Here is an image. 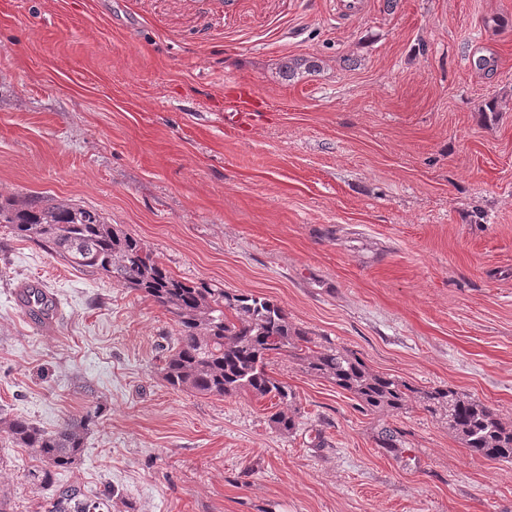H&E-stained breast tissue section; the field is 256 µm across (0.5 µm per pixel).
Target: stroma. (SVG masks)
<instances>
[{
	"instance_id": "35a3bbf8",
	"label": "stroma",
	"mask_w": 512,
	"mask_h": 512,
	"mask_svg": "<svg viewBox=\"0 0 512 512\" xmlns=\"http://www.w3.org/2000/svg\"><path fill=\"white\" fill-rule=\"evenodd\" d=\"M359 2L0 0V198L98 210L177 277L512 422V0ZM294 59L313 67L287 77ZM236 82L269 106L243 137ZM32 282L57 318L24 312ZM176 336L143 293L0 225V418L100 412L55 485L112 487V512H512V463L420 400L365 412L278 356L281 432L269 400L170 387ZM41 468L0 433L8 512H46ZM403 432L397 428H382L376 438V443L386 454L399 457L403 452Z\"/></svg>"
}]
</instances>
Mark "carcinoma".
I'll return each mask as SVG.
<instances>
[{"label": "carcinoma", "mask_w": 512, "mask_h": 512, "mask_svg": "<svg viewBox=\"0 0 512 512\" xmlns=\"http://www.w3.org/2000/svg\"><path fill=\"white\" fill-rule=\"evenodd\" d=\"M0 224L74 266L145 294L170 313L178 336L166 349L162 372L174 389L216 397L243 391L286 404L296 394L268 367L271 356L289 352L308 372L356 395L366 411L402 410L417 394L427 412H443L448 429L472 454L512 462V422L488 407L450 387L419 390L394 376L372 373L350 351L320 344L293 327L283 309L267 298L209 288L175 276L141 240L123 233L96 211L31 195L20 204L1 200ZM97 418L98 410H89L52 431L18 417L0 425L11 442L45 463L41 484L50 487L51 469L76 464ZM270 421L282 432L296 428L294 417L283 411L271 414ZM376 443L392 457L404 452L403 432L397 428L381 429ZM112 496L109 489L93 500L76 487L61 488L47 512H100L112 506Z\"/></svg>", "instance_id": "cac0c4a2"}]
</instances>
